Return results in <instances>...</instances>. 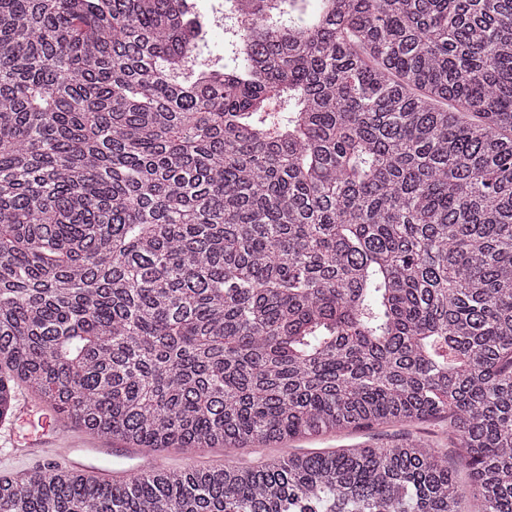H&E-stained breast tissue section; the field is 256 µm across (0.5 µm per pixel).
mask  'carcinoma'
Listing matches in <instances>:
<instances>
[{
  "mask_svg": "<svg viewBox=\"0 0 512 512\" xmlns=\"http://www.w3.org/2000/svg\"><path fill=\"white\" fill-rule=\"evenodd\" d=\"M218 6L0 0V420L273 455L0 512H512V0ZM35 402L42 404V402L36 398L18 396L17 393H14L13 428L15 435L20 439H26L48 430L55 420L61 422V417L58 412L47 405H44L45 410L43 412L18 420L33 410L32 406ZM402 428H373L369 431H360L342 438L329 437L315 443L295 444L297 448H336L339 445H349L359 442H368L378 445H390L401 438ZM344 437V438H343Z\"/></svg>",
  "mask_w": 512,
  "mask_h": 512,
  "instance_id": "1",
  "label": "carcinoma"
}]
</instances>
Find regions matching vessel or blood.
Segmentation results:
<instances>
[{"label":"vessel or blood","instance_id":"1","mask_svg":"<svg viewBox=\"0 0 512 512\" xmlns=\"http://www.w3.org/2000/svg\"><path fill=\"white\" fill-rule=\"evenodd\" d=\"M0 453L8 456H22L48 465L66 461L75 468L105 478L128 477V470L113 468L112 459L116 456L134 459L137 469L140 470L162 469L166 466L165 459L137 453L133 448L118 450L105 441L84 444L82 439L65 432L57 424L53 425L49 432L25 441L17 440L11 428L0 425Z\"/></svg>","mask_w":512,"mask_h":512}]
</instances>
